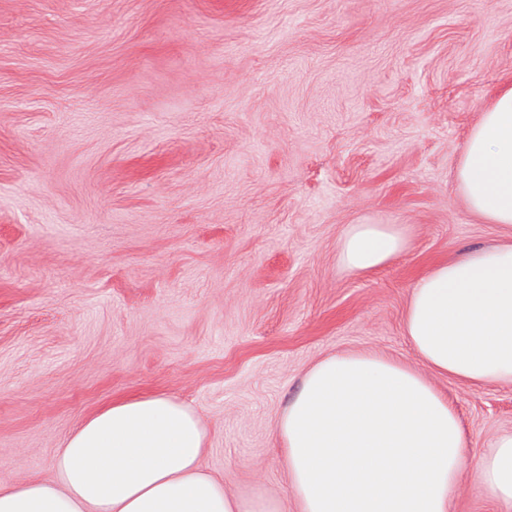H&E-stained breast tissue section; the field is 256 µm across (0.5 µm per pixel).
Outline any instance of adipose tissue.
Segmentation results:
<instances>
[{
	"mask_svg": "<svg viewBox=\"0 0 512 512\" xmlns=\"http://www.w3.org/2000/svg\"><path fill=\"white\" fill-rule=\"evenodd\" d=\"M469 209L512 225V88L470 130L456 169ZM407 243L396 224H350L342 269L389 264ZM404 335L425 371L340 352L316 362L276 434L298 512H450L466 464L462 424L430 374L512 385V242L434 266L411 293ZM201 417L166 394L112 402L57 454L53 480L0 489V512H282L278 498H241L206 473ZM478 483L512 512V433L494 439Z\"/></svg>",
	"mask_w": 512,
	"mask_h": 512,
	"instance_id": "adipose-tissue-1",
	"label": "adipose tissue"
}]
</instances>
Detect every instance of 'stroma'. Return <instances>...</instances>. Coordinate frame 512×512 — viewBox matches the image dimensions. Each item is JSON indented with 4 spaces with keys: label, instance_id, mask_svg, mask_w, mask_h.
Listing matches in <instances>:
<instances>
[{
    "label": "stroma",
    "instance_id": "1",
    "mask_svg": "<svg viewBox=\"0 0 512 512\" xmlns=\"http://www.w3.org/2000/svg\"><path fill=\"white\" fill-rule=\"evenodd\" d=\"M512 86V0H0V489L49 481L113 401L200 415L205 472L297 512L277 422L338 352L421 362L415 284L512 240L466 205L470 129ZM349 224L408 247L353 274ZM473 476L512 385L431 375Z\"/></svg>",
    "mask_w": 512,
    "mask_h": 512
}]
</instances>
